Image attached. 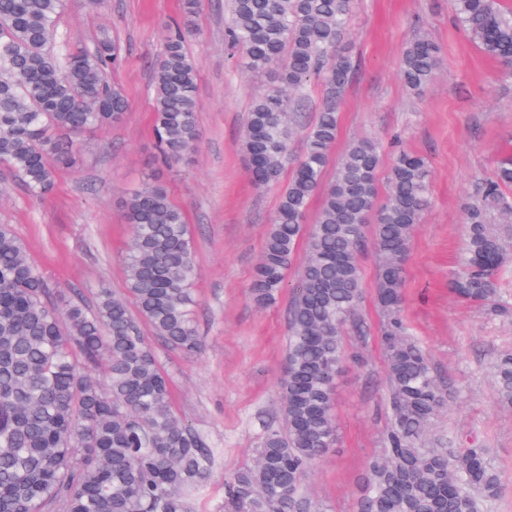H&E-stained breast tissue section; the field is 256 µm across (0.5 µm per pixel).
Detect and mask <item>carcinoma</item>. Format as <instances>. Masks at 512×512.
Wrapping results in <instances>:
<instances>
[{"instance_id":"cac0c4a2","label":"carcinoma","mask_w":512,"mask_h":512,"mask_svg":"<svg viewBox=\"0 0 512 512\" xmlns=\"http://www.w3.org/2000/svg\"><path fill=\"white\" fill-rule=\"evenodd\" d=\"M224 39L244 71L271 72L272 85L248 113L241 149L255 183L279 189L250 295L276 300L305 245L289 311L287 369L281 382L285 426L266 431L253 465L224 478V512H322L299 489L335 445L336 375L345 362L342 330L362 332L360 255L379 256L375 299L390 386L382 453L369 466L359 512H481L501 477L481 448H429L447 387L401 317L406 253L431 203L428 161L400 149L388 163L389 190L377 194L378 142L357 139L323 189L339 133L338 107L353 64L345 45L353 0H227ZM66 0H0V164L34 196L48 193L62 167L85 152L83 136L120 122L127 111L110 71L119 45L103 33L91 48L55 51ZM458 23L512 74V11L500 0H453ZM196 0L170 28L154 65L155 138L167 163L197 149L202 109L188 48ZM438 49L413 39L400 75L416 94L432 81ZM313 80L326 103L285 186L295 102ZM512 157L475 188L464 208L465 247L448 285L455 298L512 315L499 292L506 246L492 216L512 224ZM322 195L316 223L305 224ZM132 234L123 261L136 304L108 288L89 306L52 288L11 225L0 224V512H196L215 465L206 439L173 407L168 376L142 335L150 326L169 347L200 350L192 308L197 259L189 224L156 180L123 201ZM500 400L512 404V351L493 363Z\"/></svg>"}]
</instances>
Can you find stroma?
Returning a JSON list of instances; mask_svg holds the SVG:
<instances>
[{
	"label": "stroma",
	"mask_w": 512,
	"mask_h": 512,
	"mask_svg": "<svg viewBox=\"0 0 512 512\" xmlns=\"http://www.w3.org/2000/svg\"><path fill=\"white\" fill-rule=\"evenodd\" d=\"M183 17V0H66L60 41L92 45L105 31L122 47L112 80L129 102L121 123L86 134L76 170H60L53 190L29 194L0 165V224L12 225L51 287L95 288L128 298L123 255L131 227L122 202L155 177L186 213L199 268L194 320L200 352L169 348L150 327L142 332L171 381L177 413L216 450L206 512H222L224 478L253 463L266 429L284 416L278 387L286 369L291 288L257 307L248 288L260 261L278 193L252 181L240 141L250 105L269 83L244 75L224 48V0H199L189 49L198 66V149L185 163H158L154 147L153 64L166 28ZM427 36L439 50L435 77L422 95L403 83L399 65L408 43ZM353 72L340 103V159L360 138L400 141L431 166L430 207L405 263L403 315L448 388V404L432 432L452 448L487 449L501 489L487 512H512V407L496 395L494 356L512 350V316L462 303L448 278L464 246L463 210L476 183L512 155V76L485 55L456 23L452 0H354L347 35ZM364 334L344 338L347 365L336 380L337 441L308 473L301 495L326 512H357L368 466L383 448L389 387L380 347L383 317L374 292L378 258L361 257Z\"/></svg>",
	"instance_id": "35a3bbf8"
}]
</instances>
